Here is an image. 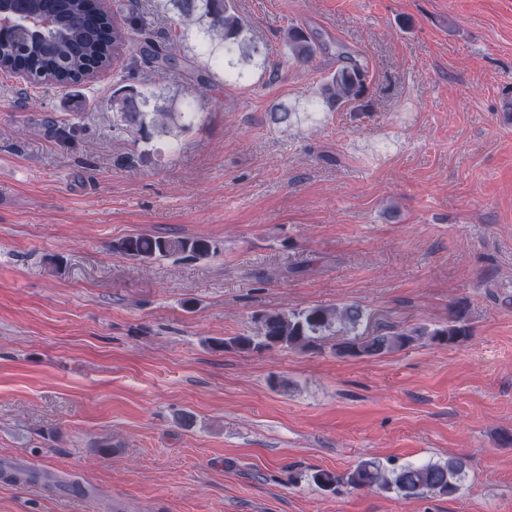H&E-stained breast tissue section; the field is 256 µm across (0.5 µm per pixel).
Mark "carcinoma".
I'll return each instance as SVG.
<instances>
[{
	"mask_svg": "<svg viewBox=\"0 0 512 512\" xmlns=\"http://www.w3.org/2000/svg\"><path fill=\"white\" fill-rule=\"evenodd\" d=\"M156 8L177 16L180 24L199 26L201 39L198 57L204 61L203 82L210 81V69L224 71V81H240L244 73L234 59L246 61L258 54L249 37V28L240 16L234 0H155ZM14 11L22 15L51 10L59 24L39 41L11 38V54L1 58L4 69H23L45 81H76L99 66L112 68L118 63L122 46L136 40L141 43L143 59L163 71L181 67L179 59L156 48L154 33L144 21L124 25L109 9H100L89 0H13ZM288 57L307 64L323 44L300 26L291 25L283 34ZM339 64L320 84L317 96L309 101L311 112H340L353 108L367 111L365 95L369 67L366 63L339 53ZM193 99L170 93L166 87L140 90L119 89L112 93V129L117 133L135 132L145 143L140 157L150 158L159 152L153 139L169 140L191 130L197 112ZM112 250L130 259L149 263L155 260L204 259L217 253L213 243L204 238L159 236L135 233L112 243ZM363 309L355 303L334 306L317 305L293 311L262 312L256 315L259 332L254 336L239 334L214 341L226 351L257 352L281 347L306 350L322 336L341 330L349 338L337 344L336 354L348 357H376L408 347L426 339L436 344H450L467 334L461 318L432 329L367 335L359 331ZM465 461L460 457L396 466L377 458L365 459L343 474L318 470L309 481L324 491L341 487L353 490L395 492L403 498L456 495L465 478Z\"/></svg>",
	"mask_w": 512,
	"mask_h": 512,
	"instance_id": "obj_1",
	"label": "carcinoma"
}]
</instances>
